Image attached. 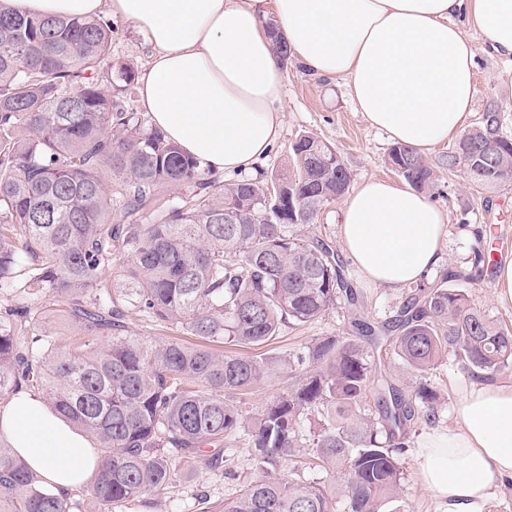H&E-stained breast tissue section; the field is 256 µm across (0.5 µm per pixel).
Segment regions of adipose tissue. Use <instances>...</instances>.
<instances>
[{
  "instance_id": "ef3b65f1",
  "label": "adipose tissue",
  "mask_w": 512,
  "mask_h": 512,
  "mask_svg": "<svg viewBox=\"0 0 512 512\" xmlns=\"http://www.w3.org/2000/svg\"><path fill=\"white\" fill-rule=\"evenodd\" d=\"M44 17L109 13L151 47L138 81L153 126L216 173L248 175L281 136L284 76L269 38L277 21L312 75L344 81L370 126L429 152L460 136L474 96L480 31L512 60V0H11ZM340 238L362 276L381 288L440 266L447 215L428 194L394 180L361 183L341 206ZM455 422L417 444L419 476L435 512H485L512 479V382H474ZM0 438L59 494L100 466L89 437L45 400L22 393L0 405Z\"/></svg>"
}]
</instances>
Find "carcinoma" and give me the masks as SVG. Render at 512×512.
Instances as JSON below:
<instances>
[{
  "mask_svg": "<svg viewBox=\"0 0 512 512\" xmlns=\"http://www.w3.org/2000/svg\"><path fill=\"white\" fill-rule=\"evenodd\" d=\"M111 20L36 17L0 0V400L22 391L48 397L54 413L90 435L101 466L88 495L112 507L165 487L178 460L209 470L245 441L257 476L224 512H404L401 456L409 429L436 419L439 394L409 392L373 371L386 344L418 374L453 352L478 377L512 365V331L473 306L450 282L418 284L383 323L356 313L358 294L323 241L297 234L342 197L351 173L312 134L294 142L282 183L224 179L128 109L134 67L112 62ZM490 106L440 165L491 190L512 177V139ZM387 164L415 190L437 187L435 168L404 144ZM118 257L125 264L108 272ZM343 298L350 336H321L282 357L210 348L263 345L286 325L318 321ZM73 337L47 330L49 311ZM197 343L148 342L125 334L129 312ZM317 364L315 372L305 366ZM288 373V390L257 410L242 395ZM320 423L306 439L302 424ZM326 476L277 474L301 449ZM0 512H85L61 496L0 439Z\"/></svg>",
  "mask_w": 512,
  "mask_h": 512,
  "instance_id": "cac0c4a2",
  "label": "carcinoma"
}]
</instances>
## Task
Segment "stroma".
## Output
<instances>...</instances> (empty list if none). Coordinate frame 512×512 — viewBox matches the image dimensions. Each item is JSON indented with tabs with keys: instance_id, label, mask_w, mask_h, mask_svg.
Listing matches in <instances>:
<instances>
[{
	"instance_id": "35a3bbf8",
	"label": "stroma",
	"mask_w": 512,
	"mask_h": 512,
	"mask_svg": "<svg viewBox=\"0 0 512 512\" xmlns=\"http://www.w3.org/2000/svg\"><path fill=\"white\" fill-rule=\"evenodd\" d=\"M118 32L112 39L113 61L133 64L136 74H143L150 56V47L144 38L128 23L118 22ZM477 69L475 97L467 119L468 127H475L488 105H495L501 113L500 131L512 137V83L501 78L502 64L483 37L470 32ZM284 100L280 114L282 133L269 156L260 164L266 173L285 167L292 143L303 133L317 135L331 143L352 174L353 183L366 179H397L398 174L387 162L391 142L387 136L371 128L361 113L356 112L343 81H327L305 73L296 60L283 66ZM448 151L439 145L427 155L437 164L438 186L432 193L433 201L448 216L447 237L444 243V261L440 271L463 269L470 266L475 251H490L497 264L512 261V180L492 190L476 191L469 186L463 171L441 167L439 160ZM351 280L360 292L362 317L375 321L394 315L408 290H389L368 283L357 269H350ZM494 276L464 284L471 304L502 324L512 328V304L501 303L494 291ZM349 331V316L341 306L331 307L322 319L301 328H283L276 340L264 346L266 355H285L289 350L309 343L320 336L345 334ZM390 381L402 388L412 389L420 380H427L439 396L435 423L419 422L411 428L408 448L404 454L405 474L403 499L407 512H434L430 493L419 477L416 445L431 425H448L452 408L460 388L467 386L472 376L455 356H447L437 369L427 376L407 369L400 360L387 359L383 368ZM230 465L236 478H228L223 471L205 469L196 459L184 458L164 489L128 503L123 512H220L224 501L236 495L241 484L254 475L251 451L239 446L229 452Z\"/></svg>"
}]
</instances>
